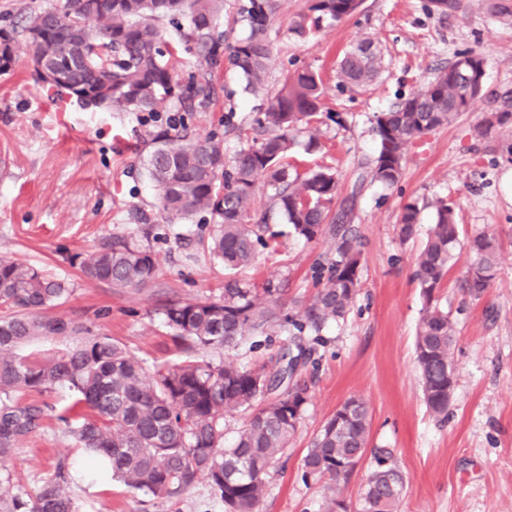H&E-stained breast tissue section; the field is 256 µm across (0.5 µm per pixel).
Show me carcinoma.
I'll return each instance as SVG.
<instances>
[{"mask_svg": "<svg viewBox=\"0 0 512 512\" xmlns=\"http://www.w3.org/2000/svg\"><path fill=\"white\" fill-rule=\"evenodd\" d=\"M487 12L512 21L509 0H483ZM462 0H427L432 13L447 16ZM359 0H309L307 10L291 21L289 32L304 39L324 21L351 16ZM278 0H239L237 21L248 35L230 44L224 34V0H61L31 13L22 32L32 62H44L61 76L50 83L77 98L82 106L141 112L174 113L157 125L145 142L144 175L153 184L162 218L169 224L208 215L214 229L209 252L228 270L251 264L271 216H280L293 232L330 242V258L317 269L319 288L311 303L291 313L279 289L259 290L236 280L224 285V298L174 302L164 310L169 337L182 354L176 363L146 365L106 335H81L72 320L47 310L72 292L64 281L24 261L0 257V462L10 458L18 442L40 425L44 409L24 404L30 392H50L66 385L74 394L70 410H86L68 435L91 458L109 462L112 476L130 490L170 500L204 478L224 503V512H258L266 478L282 459L302 418L307 388L291 382L299 361L307 356L284 346L273 371L266 365L238 367L206 360V349L231 350L250 333L286 332L295 343L320 336L323 327L351 311L359 290L361 240L354 228L357 191L337 196L335 172L320 167L305 175L291 172L284 160L298 134L311 125L321 108L320 79L311 70L284 75L280 88L268 91L266 74L272 57L269 37ZM188 21L179 41H165L159 22ZM0 37V72L8 70L17 51L16 29ZM195 53L196 73L182 81L176 63L182 53ZM234 69L242 91L262 98L266 107L257 124L267 135L254 138L232 159L224 141L213 134L196 138L186 117L215 98L212 73L222 64ZM378 72L373 43L364 39L346 51L340 63V85H363ZM484 59L460 53L438 70L422 89L374 115L376 154L367 176L387 188L398 186L408 147L422 135L453 124L471 111L483 95ZM509 97L502 109L489 112L475 131L485 136L512 124ZM264 177L269 204L252 221L254 187ZM434 223L417 254L415 276L424 299L415 335L416 363L428 410L448 417V379L455 374L456 330L440 304L438 289L462 252L473 257L463 288L479 299L491 287L498 265V243L486 232L461 241L455 208L434 202ZM420 207H402L399 233L412 237ZM89 279L115 288H140L154 281L159 261L149 250L114 244L92 251L81 261ZM80 336L77 343L33 359L18 354L38 339ZM246 412L236 441L224 445V416ZM371 417L366 403L352 396L328 418L302 461V477L330 481L326 512H348L340 499L350 482L349 465L363 460ZM403 472L384 454L367 476L355 512H398L406 492ZM0 512H76L63 470L42 482L35 495L24 497L10 478H0Z\"/></svg>", "mask_w": 512, "mask_h": 512, "instance_id": "1", "label": "carcinoma"}]
</instances>
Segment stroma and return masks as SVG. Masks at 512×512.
<instances>
[{"label": "stroma", "instance_id": "1", "mask_svg": "<svg viewBox=\"0 0 512 512\" xmlns=\"http://www.w3.org/2000/svg\"><path fill=\"white\" fill-rule=\"evenodd\" d=\"M426 2L362 0L350 18L299 39L288 33V23L307 0H280L267 83L275 89L285 72L311 69L322 79L324 103L309 132L300 134L290 163L301 174L332 167L340 195L351 193L375 154V113L421 89L459 53L480 54L486 76L474 111L409 148L399 187L364 183L355 219L364 242L360 288L350 314L323 328L317 365L298 372L309 386L308 399L285 456L266 480L259 512H323L327 484L303 482L302 459L324 422L353 395L367 402L372 422L365 458L342 492L347 504H355L378 452L386 449L409 479L399 512H512V133L480 137L474 131L484 113L512 96V25L489 16L482 0H462L457 13L443 18L429 13ZM363 39L381 52L379 78L364 87L339 86L343 53ZM213 83L214 101L189 123L202 138L224 132L230 158L252 134L258 101L241 92L233 69L217 71ZM230 110L243 133H225ZM153 129L138 113L92 111L48 92L25 47L0 72V257L25 260L68 282L73 293L52 315L112 336L150 365L177 357L164 324L170 301L222 298L225 282L234 278L253 288L272 284L296 311L312 299L315 271L330 251L327 239L305 240L281 222L252 266L235 274L201 249L212 229L209 219L173 228L156 216L142 223L155 195L139 174L138 153ZM312 135L320 146L310 151ZM439 197L456 203L461 239L492 233L500 253L495 281L480 299L461 290V263L439 292L458 336L456 384L443 422L424 403L414 354L423 306L415 258ZM414 199L423 209L414 237L405 241L400 214ZM117 239L154 252L159 277L141 288L86 278L82 257ZM26 400L47 411L41 428L0 466V475L11 476L20 492H34L62 465L76 512H224L203 479L168 501L130 491L109 476L84 477L88 457L59 420L73 401L71 391L33 392Z\"/></svg>", "mask_w": 512, "mask_h": 512}]
</instances>
